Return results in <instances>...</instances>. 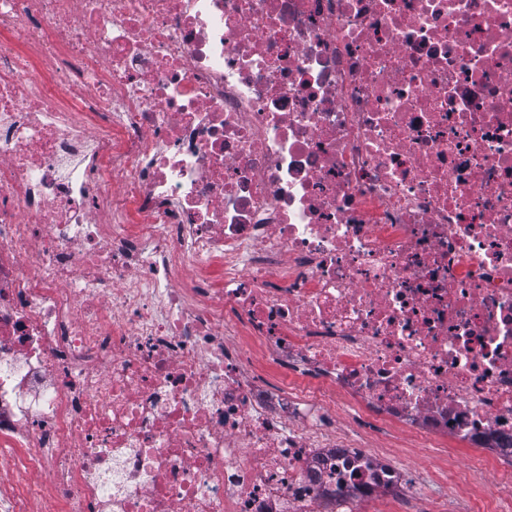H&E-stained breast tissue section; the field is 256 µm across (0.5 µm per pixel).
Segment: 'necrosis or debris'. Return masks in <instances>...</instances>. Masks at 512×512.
I'll use <instances>...</instances> for the list:
<instances>
[{
	"instance_id": "4bbe7bcc",
	"label": "necrosis or debris",
	"mask_w": 512,
	"mask_h": 512,
	"mask_svg": "<svg viewBox=\"0 0 512 512\" xmlns=\"http://www.w3.org/2000/svg\"><path fill=\"white\" fill-rule=\"evenodd\" d=\"M370 426L500 512L512 0H0V512H401ZM384 443L391 448L390 459L398 461L399 456L406 454L410 456L412 465L424 479H435L439 475V471L446 468V460L442 457L429 455L423 448H411V442L399 432H392L390 436L384 440Z\"/></svg>"
}]
</instances>
